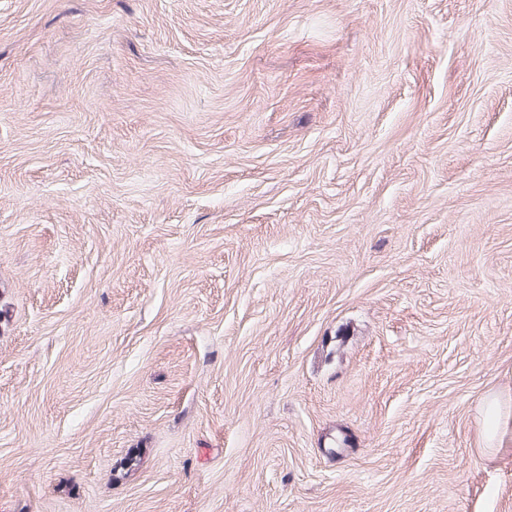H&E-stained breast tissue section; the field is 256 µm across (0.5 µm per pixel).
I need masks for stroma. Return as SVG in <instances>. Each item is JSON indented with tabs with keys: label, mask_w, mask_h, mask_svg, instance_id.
I'll return each mask as SVG.
<instances>
[{
	"label": "stroma",
	"mask_w": 512,
	"mask_h": 512,
	"mask_svg": "<svg viewBox=\"0 0 512 512\" xmlns=\"http://www.w3.org/2000/svg\"><path fill=\"white\" fill-rule=\"evenodd\" d=\"M490 393L512 0H0V512H512ZM481 448L489 454L512 450V407L509 409L500 395H488L479 404Z\"/></svg>",
	"instance_id": "obj_1"
}]
</instances>
